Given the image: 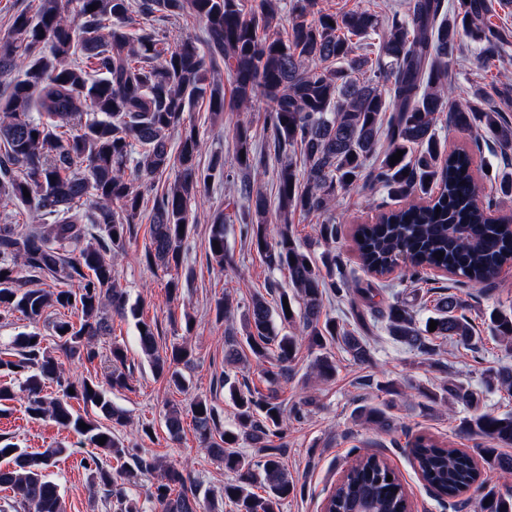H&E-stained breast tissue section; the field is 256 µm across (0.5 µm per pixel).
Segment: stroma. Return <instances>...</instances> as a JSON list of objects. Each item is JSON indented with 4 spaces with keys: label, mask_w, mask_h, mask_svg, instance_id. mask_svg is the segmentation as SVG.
<instances>
[{
    "label": "stroma",
    "mask_w": 512,
    "mask_h": 512,
    "mask_svg": "<svg viewBox=\"0 0 512 512\" xmlns=\"http://www.w3.org/2000/svg\"><path fill=\"white\" fill-rule=\"evenodd\" d=\"M461 52L452 62L449 76L456 87L473 91L479 86L512 77V45L506 46L491 68H482L479 62L480 46L468 36L460 38ZM264 101H257L246 112H228L223 119L212 120L206 104H199L191 118L207 143L200 157L201 166H208L212 153L224 156L225 170H232V129L237 121L250 122L256 134L265 129ZM440 136L446 137L448 146L466 149L473 157L475 176L481 187L482 197L495 195V185L490 178L512 172V153L503 154L491 140L475 142L472 133L448 123L438 126ZM165 185L164 178L143 184L144 205L134 232L126 244V255L116 263L118 280L128 294L130 303L138 305L146 320L155 322L158 343L168 346L189 336L194 348V363L183 369L186 388L179 391L170 387L165 379L155 376L137 343V330L132 318L112 316V332L99 343L100 361L87 364L69 358L63 359L65 368L77 375L88 371H104L103 356L109 355L112 345H121L127 354V363L133 372L131 389L112 391L114 405L122 408L132 422L147 421L153 424L152 438L143 446L166 465H188L195 478L200 497L220 498L226 482L233 475L222 464L211 459L199 446L191 421H184L178 438H171L165 423L166 403L189 405L197 398L215 404L223 417L225 428L235 426V409L227 389L221 386L223 376H230L239 385L267 390L268 384L255 363L227 365L224 361V336L226 328H239L241 314L252 295L269 294L271 289L288 286V275L269 270L261 257L250 248L240 233L234 217L236 206L242 205L239 182L218 179L212 183L204 199L193 205V229L186 242L183 267L190 275L183 283L180 299H170L166 273L150 269L142 260L150 238V214L155 199ZM394 207L378 186L365 184L340 198L336 208V240L328 243L316 232L318 220L313 216L294 214L292 223L296 236L313 257H321L326 250L336 251L341 263L337 277L360 274L354 232L357 225L374 222L378 204ZM222 211L228 218L226 245L231 261L218 266L207 259L206 249L210 218L215 211ZM415 292L419 295L416 307L417 321H424L438 294L453 293L467 306V314L474 326H481V314L499 305L512 303V267L503 268L494 283L481 287L462 282L461 278L428 271L427 279L413 283L403 279L400 272H393L386 285L372 302L330 301L326 305L330 315L350 324H361L371 350V359L365 363L353 361L338 345L329 351L336 363V373L329 381L317 379L311 369L314 355L300 349L293 370L280 380L277 389L287 406H297L303 411L298 420H289L282 440L285 448L284 463L289 472L304 486L302 496L285 502L282 512H323V505L335 487L344 469L352 461L353 450L379 453L388 466L398 475L408 493L412 512H474L479 496L477 488H470L459 497L443 501L421 480L413 465L410 443L415 436L425 435L443 444L472 450L477 439L456 436L459 420L472 411L512 412V397L495 390L483 389L482 372L500 366L512 365V356H505L502 348L493 341H485L470 348L454 342L433 340L434 355L408 351L395 343L385 331V322L379 312L392 302L394 293ZM230 297L235 309L229 323L216 321L214 303ZM193 319V328H186V319ZM455 380L478 391L476 408L451 404L437 411L423 410L413 396L421 389H436L444 381ZM389 382L405 390V397L394 398L389 413L393 427L388 431H374L355 422L352 411L362 404H377L384 400L380 384ZM26 396L17 393L10 401V410L0 413V436L13 438L21 447L41 452L57 445L70 448V455L58 458L51 469L52 478L60 485L67 512H106L100 500L92 499L86 472L78 465L86 448L81 439L48 419L34 420L24 413Z\"/></svg>",
    "instance_id": "obj_1"
}]
</instances>
